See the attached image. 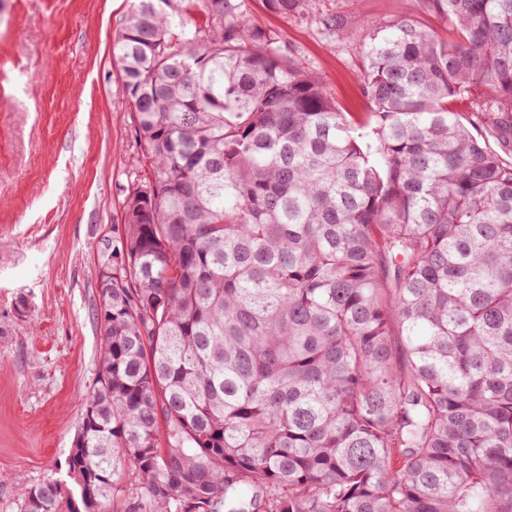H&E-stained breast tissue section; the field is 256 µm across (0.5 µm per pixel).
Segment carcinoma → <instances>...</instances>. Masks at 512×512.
I'll return each mask as SVG.
<instances>
[{
    "label": "carcinoma",
    "mask_w": 512,
    "mask_h": 512,
    "mask_svg": "<svg viewBox=\"0 0 512 512\" xmlns=\"http://www.w3.org/2000/svg\"><path fill=\"white\" fill-rule=\"evenodd\" d=\"M281 16L314 0H263ZM366 31L373 142L245 0H132L144 175L99 242L97 378L24 512H512V0ZM399 340H394V336ZM495 114V112H488V114L482 118V122H480L479 126H477L476 129L471 128V130L481 141H485L492 150L499 153L506 161L512 163V141L511 146L506 147L499 138L492 123V118L495 117Z\"/></svg>",
    "instance_id": "1"
}]
</instances>
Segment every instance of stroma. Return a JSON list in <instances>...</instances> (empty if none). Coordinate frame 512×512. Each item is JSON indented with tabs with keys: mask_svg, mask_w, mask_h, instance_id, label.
I'll return each instance as SVG.
<instances>
[{
	"mask_svg": "<svg viewBox=\"0 0 512 512\" xmlns=\"http://www.w3.org/2000/svg\"><path fill=\"white\" fill-rule=\"evenodd\" d=\"M129 4L0 0V512H22L23 489L64 472L97 376V246L143 173L112 59ZM246 8L358 119L372 110L364 24L408 17L452 33L434 0H316L288 17L262 0Z\"/></svg>",
	"mask_w": 512,
	"mask_h": 512,
	"instance_id": "35a3bbf8",
	"label": "stroma"
}]
</instances>
